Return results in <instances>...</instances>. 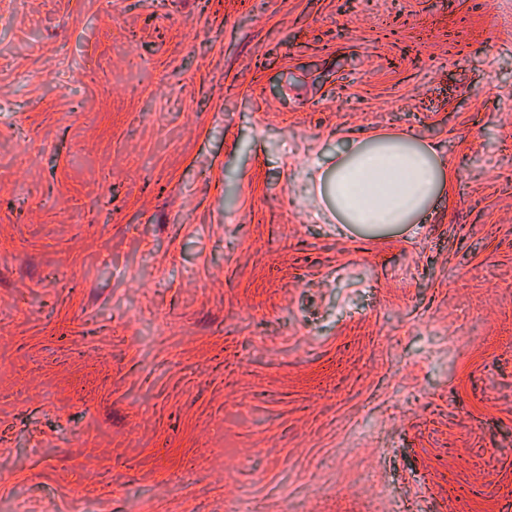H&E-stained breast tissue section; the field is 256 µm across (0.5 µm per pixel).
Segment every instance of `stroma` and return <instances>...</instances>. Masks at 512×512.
Segmentation results:
<instances>
[{"mask_svg": "<svg viewBox=\"0 0 512 512\" xmlns=\"http://www.w3.org/2000/svg\"><path fill=\"white\" fill-rule=\"evenodd\" d=\"M374 129L413 232L312 180ZM512 512V0H0V512ZM436 148L411 133L375 132L354 138L316 177L336 223L373 233L417 224L446 183Z\"/></svg>", "mask_w": 512, "mask_h": 512, "instance_id": "35a3bbf8", "label": "stroma"}]
</instances>
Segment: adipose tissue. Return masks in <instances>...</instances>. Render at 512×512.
I'll return each instance as SVG.
<instances>
[{
  "mask_svg": "<svg viewBox=\"0 0 512 512\" xmlns=\"http://www.w3.org/2000/svg\"><path fill=\"white\" fill-rule=\"evenodd\" d=\"M446 169L419 137L375 132L352 139L315 187L337 223L373 233L417 223L444 188Z\"/></svg>",
  "mask_w": 512,
  "mask_h": 512,
  "instance_id": "adipose-tissue-1",
  "label": "adipose tissue"
}]
</instances>
